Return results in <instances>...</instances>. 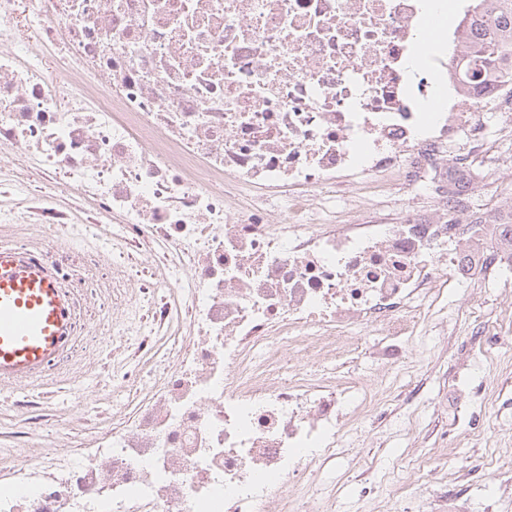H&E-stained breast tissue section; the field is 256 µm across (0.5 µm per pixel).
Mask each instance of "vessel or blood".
<instances>
[{
  "mask_svg": "<svg viewBox=\"0 0 512 512\" xmlns=\"http://www.w3.org/2000/svg\"><path fill=\"white\" fill-rule=\"evenodd\" d=\"M67 328V301L44 263L0 246V383L39 374Z\"/></svg>",
  "mask_w": 512,
  "mask_h": 512,
  "instance_id": "vessel-or-blood-1",
  "label": "vessel or blood"
}]
</instances>
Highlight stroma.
I'll list each match as a JSON object with an SVG mask.
<instances>
[{"instance_id":"stroma-1","label":"stroma","mask_w":512,"mask_h":512,"mask_svg":"<svg viewBox=\"0 0 512 512\" xmlns=\"http://www.w3.org/2000/svg\"><path fill=\"white\" fill-rule=\"evenodd\" d=\"M501 124L493 117L478 161L484 184L472 196L491 215L512 204V133ZM478 323L495 326L494 335H474ZM381 340L364 333L336 361L386 398L355 424L335 462L312 466L309 486L295 491L304 512L316 488L334 491L337 512H512V281L445 289L384 368L374 362ZM96 361L68 385L39 377L31 384L43 397L44 445L84 444L111 422L112 363L103 351ZM92 384L97 417L61 428L73 391Z\"/></svg>"}]
</instances>
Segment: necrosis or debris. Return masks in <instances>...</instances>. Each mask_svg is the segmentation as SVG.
I'll use <instances>...</instances> for the list:
<instances>
[{
	"label": "necrosis or debris",
	"instance_id": "necrosis-or-debris-1",
	"mask_svg": "<svg viewBox=\"0 0 512 512\" xmlns=\"http://www.w3.org/2000/svg\"><path fill=\"white\" fill-rule=\"evenodd\" d=\"M458 9L0 0V246L79 281L103 313L70 312L67 345L111 350L139 395L76 451L41 447L39 397L14 396L0 512H299L283 487L381 403L336 368L352 336L512 277L458 177L512 93L445 108L457 78L422 41ZM394 184L433 209L394 212ZM82 227L103 240L76 276Z\"/></svg>",
	"mask_w": 512,
	"mask_h": 512
}]
</instances>
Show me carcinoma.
I'll use <instances>...</instances> for the list:
<instances>
[{
    "label": "carcinoma",
    "instance_id": "1",
    "mask_svg": "<svg viewBox=\"0 0 512 512\" xmlns=\"http://www.w3.org/2000/svg\"><path fill=\"white\" fill-rule=\"evenodd\" d=\"M461 24L483 31L481 37L453 49L454 69L463 81L484 80L485 93L512 88V0H471Z\"/></svg>",
    "mask_w": 512,
    "mask_h": 512
}]
</instances>
